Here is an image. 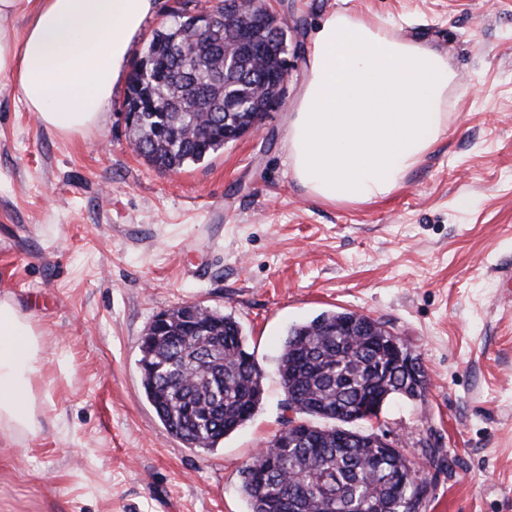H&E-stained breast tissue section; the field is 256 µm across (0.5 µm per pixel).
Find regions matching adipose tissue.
Here are the masks:
<instances>
[{
  "mask_svg": "<svg viewBox=\"0 0 512 512\" xmlns=\"http://www.w3.org/2000/svg\"><path fill=\"white\" fill-rule=\"evenodd\" d=\"M154 9V0H0V75L46 127L84 133L100 122ZM18 14L20 35L7 25ZM309 64L288 127L294 178L331 203L391 195L448 128L447 56L335 11L317 26ZM42 363L28 318L0 300L1 422L40 430L31 381Z\"/></svg>",
  "mask_w": 512,
  "mask_h": 512,
  "instance_id": "1",
  "label": "adipose tissue"
}]
</instances>
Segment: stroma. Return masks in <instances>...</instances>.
I'll use <instances>...</instances> for the list:
<instances>
[{
    "label": "stroma",
    "mask_w": 512,
    "mask_h": 512,
    "mask_svg": "<svg viewBox=\"0 0 512 512\" xmlns=\"http://www.w3.org/2000/svg\"><path fill=\"white\" fill-rule=\"evenodd\" d=\"M278 8L302 46L282 101L177 173L133 152L127 81L68 136L0 77V298L42 334L46 408L39 433L0 430V512H249L240 471L281 428L284 339L325 311L380 320L422 362L424 398L371 424L420 466V512H512V0ZM335 10L447 54L458 75L446 134L371 203L316 200L288 167L312 33ZM187 303L233 316L264 376L254 416L211 451L170 435L141 387V336Z\"/></svg>",
    "instance_id": "obj_1"
}]
</instances>
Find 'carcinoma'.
I'll return each instance as SVG.
<instances>
[{
	"mask_svg": "<svg viewBox=\"0 0 512 512\" xmlns=\"http://www.w3.org/2000/svg\"><path fill=\"white\" fill-rule=\"evenodd\" d=\"M197 0H182L180 23L156 29L145 52L166 69L163 79L140 84L131 78L126 98L140 103L128 130L132 149L159 171L177 172L224 150L253 125L254 91L273 86L253 66L255 47L240 45L241 66L224 82V47L237 41L229 29L200 37L190 22ZM214 109L206 114L183 98L185 81ZM194 321L170 328L143 351L140 361L156 372L141 374L146 399L166 430L189 448L211 451L250 420L264 395L261 367L244 345L233 317L195 305ZM350 311L324 312L291 327L279 359L284 402L324 421L290 448L254 456L241 470V490L250 512H417L428 485L407 476L409 459L378 448H345L336 441V423L370 399L378 407L401 395L405 379L386 375L389 363L379 341L327 335Z\"/></svg>",
	"mask_w": 512,
	"mask_h": 512,
	"instance_id": "obj_1",
	"label": "carcinoma"
}]
</instances>
